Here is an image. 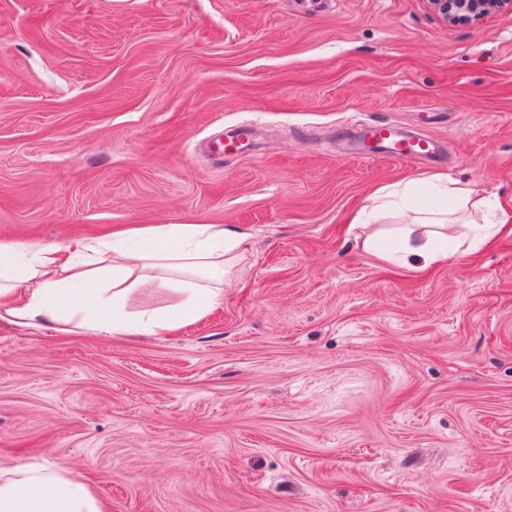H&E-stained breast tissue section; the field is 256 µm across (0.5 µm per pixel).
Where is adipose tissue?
<instances>
[{
	"instance_id": "obj_1",
	"label": "adipose tissue",
	"mask_w": 512,
	"mask_h": 512,
	"mask_svg": "<svg viewBox=\"0 0 512 512\" xmlns=\"http://www.w3.org/2000/svg\"><path fill=\"white\" fill-rule=\"evenodd\" d=\"M432 196L419 218L371 237L366 247L381 260L421 272L438 262L480 250L505 224L464 223L449 233L445 216L488 206L484 197L456 187L447 175L424 180ZM245 233L218 224L132 225L114 233L95 262L81 261L84 242L30 251L0 243V317L22 319L34 329L64 332L75 326L94 334L170 336L224 300V280L237 263ZM178 294L174 306L132 312L128 302L142 288ZM0 512H110L78 477L18 462L0 469Z\"/></svg>"
}]
</instances>
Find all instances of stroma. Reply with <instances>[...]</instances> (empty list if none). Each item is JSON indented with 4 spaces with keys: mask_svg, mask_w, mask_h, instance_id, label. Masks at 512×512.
<instances>
[{
    "mask_svg": "<svg viewBox=\"0 0 512 512\" xmlns=\"http://www.w3.org/2000/svg\"><path fill=\"white\" fill-rule=\"evenodd\" d=\"M371 120L446 143L512 225V11L0 0V242L249 235L223 304L172 336L0 318V468L70 470L111 512H512V234L377 260L388 192L427 170L296 137ZM241 123L276 151L214 166L202 142Z\"/></svg>",
    "mask_w": 512,
    "mask_h": 512,
    "instance_id": "35a3bbf8",
    "label": "stroma"
}]
</instances>
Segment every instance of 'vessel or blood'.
Wrapping results in <instances>:
<instances>
[{
	"label": "vessel or blood",
	"mask_w": 512,
	"mask_h": 512,
	"mask_svg": "<svg viewBox=\"0 0 512 512\" xmlns=\"http://www.w3.org/2000/svg\"><path fill=\"white\" fill-rule=\"evenodd\" d=\"M351 129L340 126L333 135L342 141H351L352 157L359 159L414 162L425 166L443 165L445 153L436 141L423 135L402 136L391 122L375 120L361 127L358 139H351ZM256 143L255 128L250 124L238 125L231 132L215 135L206 145L209 155L217 164L234 161L237 155L251 149Z\"/></svg>",
	"instance_id": "vessel-or-blood-1"
}]
</instances>
